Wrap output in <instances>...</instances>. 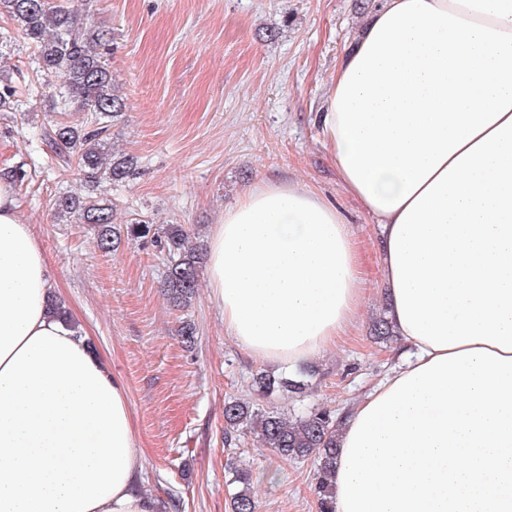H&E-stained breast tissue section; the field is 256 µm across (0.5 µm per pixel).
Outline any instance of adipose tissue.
Listing matches in <instances>:
<instances>
[{"label":"adipose tissue","mask_w":512,"mask_h":512,"mask_svg":"<svg viewBox=\"0 0 512 512\" xmlns=\"http://www.w3.org/2000/svg\"><path fill=\"white\" fill-rule=\"evenodd\" d=\"M345 191L374 217L406 359L340 420L432 358L512 357V0H384L317 112ZM208 286L225 331L298 371L361 305L340 210L300 183L251 188L213 225ZM54 278L0 176V512H158L123 386L50 310Z\"/></svg>","instance_id":"obj_1"}]
</instances>
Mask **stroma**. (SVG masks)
Listing matches in <instances>:
<instances>
[{
  "label": "stroma",
  "mask_w": 512,
  "mask_h": 512,
  "mask_svg": "<svg viewBox=\"0 0 512 512\" xmlns=\"http://www.w3.org/2000/svg\"><path fill=\"white\" fill-rule=\"evenodd\" d=\"M383 0H71L109 28L103 50L127 108L109 142L134 156L131 181L100 190L125 221L181 224L190 244H208L212 224L245 192L289 180L341 210L364 259L359 318L312 362L303 394L258 399L263 411L342 412L390 372L401 341L373 343L386 302L374 256L379 228L349 196L320 142L315 114L337 62ZM0 76L22 101L0 110V173L21 169L19 217L46 255L58 298L124 385L143 452L141 490L162 512H230L228 461L251 468L257 512H317L312 461L278 460L254 435L224 439V402L249 397L254 373L284 367L254 359L224 331L207 286L175 309L162 291L166 253L122 240L105 253L87 224L57 218L53 197L80 186L50 146L52 122H82L52 100L58 77L36 70L34 48L0 15ZM196 327L185 347L180 322Z\"/></svg>",
  "instance_id": "35a3bbf8"
}]
</instances>
